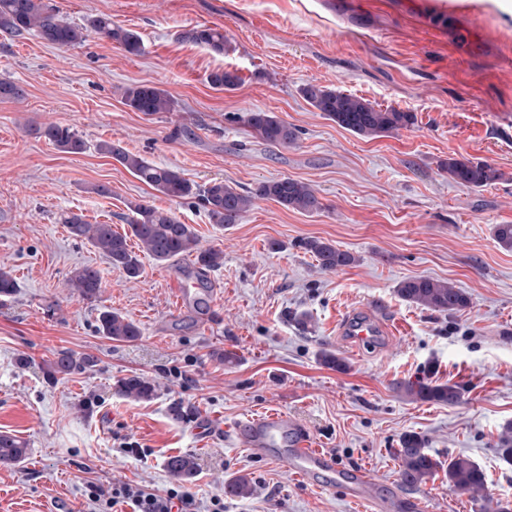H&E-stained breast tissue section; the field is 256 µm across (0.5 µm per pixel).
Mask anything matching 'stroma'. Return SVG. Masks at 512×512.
Here are the masks:
<instances>
[{
	"instance_id": "35a3bbf8",
	"label": "stroma",
	"mask_w": 512,
	"mask_h": 512,
	"mask_svg": "<svg viewBox=\"0 0 512 512\" xmlns=\"http://www.w3.org/2000/svg\"><path fill=\"white\" fill-rule=\"evenodd\" d=\"M66 21L111 15L137 31L140 54L90 36L58 48L34 35L0 37V80L20 99H0V267L17 279L0 297V432L25 440L21 463L0 465V512H87V483L168 487V457L192 455L187 485L200 505L224 498V512H363L337 492L305 485L274 461L231 441L248 417L285 410L313 443L345 468L365 469L383 488L400 486L394 455L402 435L424 437L437 458L461 456L486 473L482 501L454 490L444 471L411 494L428 512H481L512 501V466L496 456L512 422V251L493 237L512 224V14L495 0H46ZM197 26L223 28L221 56L182 40ZM237 72L218 90L211 71ZM152 84L175 100L172 112L144 115L122 101L124 88ZM313 83L381 108L412 113V126L364 138L312 108L300 89ZM272 112L295 126V146L253 138L245 119ZM70 125L84 140L64 153L30 128ZM106 140L179 170L198 185L219 179L253 188L291 177L310 184L323 208L314 214L256 200L229 227L210 224L196 200L152 190L115 159ZM494 163L504 181L460 186L449 157ZM146 200L191 225L201 247L224 251L206 288L216 295L214 323L182 315L175 285L192 277L193 257L172 265L142 257L143 274L122 270L62 222L79 213L124 233L129 202ZM318 237L352 253L354 265L321 271L298 248ZM283 251L269 249L271 241ZM101 272L100 299L70 294L72 273ZM453 283L471 298L452 315L396 294L407 278ZM373 303L389 329L380 344L355 350L342 318ZM138 325L132 342L97 329L101 307ZM310 316L301 328L294 313ZM329 348L348 369L322 365ZM59 350L96 358L94 367L50 380L45 361ZM157 392L133 401L114 390L130 375ZM431 379L458 386L460 403L411 399L400 382ZM219 433H196L199 420ZM149 448L122 451L127 440ZM252 481L245 498L225 481Z\"/></svg>"
}]
</instances>
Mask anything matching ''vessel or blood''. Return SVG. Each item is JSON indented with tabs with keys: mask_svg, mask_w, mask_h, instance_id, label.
<instances>
[{
	"mask_svg": "<svg viewBox=\"0 0 512 512\" xmlns=\"http://www.w3.org/2000/svg\"><path fill=\"white\" fill-rule=\"evenodd\" d=\"M381 330L378 313L371 305L363 307L361 318L347 327L349 340L357 348L373 345ZM231 440L253 455L278 461L308 482H322L346 500L369 505L372 512H425L423 501L404 499L394 491L382 492L365 471L339 467L331 454L312 445L302 424L288 412L247 419L235 427Z\"/></svg>",
	"mask_w": 512,
	"mask_h": 512,
	"instance_id": "b4317fda",
	"label": "vessel or blood"
}]
</instances>
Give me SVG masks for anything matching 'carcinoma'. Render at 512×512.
I'll list each match as a JSON object with an SVG mask.
<instances>
[{"mask_svg":"<svg viewBox=\"0 0 512 512\" xmlns=\"http://www.w3.org/2000/svg\"><path fill=\"white\" fill-rule=\"evenodd\" d=\"M26 34H33L60 48L80 45L89 35L95 34L116 42L130 54L137 55L142 50L139 34L113 23L108 16L94 15L83 24H74L58 18L44 0H0V35L13 39ZM182 37L218 55L228 47L224 31L207 26L192 28L182 33ZM239 81L238 74L224 69L208 75L210 85L220 90L234 88ZM300 92L323 116L358 136L377 137L408 128L414 123V116L409 112L382 109L362 97L338 89L309 83L300 88ZM123 98L127 106L146 115L171 112L175 106L174 99L166 91L146 84L125 88ZM246 123L255 138L272 146L291 147L299 138L297 128L272 112H251ZM35 131L62 152L77 154L85 148L84 141L68 125L48 123L35 128ZM98 151L114 158L139 181L170 199L199 198L209 222L219 227L238 223L259 199L273 200L288 210L300 213H313L323 208L316 192L308 184L288 177L261 182L245 192L222 180H213L200 189L178 171L131 153L118 143L103 141L98 145ZM444 168L455 183L470 189L490 186L504 178V173L488 161L451 157ZM130 209L133 216L128 224V234L112 230L110 224H90L79 214L66 216L63 223L67 224L73 237L88 241L109 259L112 266L123 270L130 280L135 281L142 274L139 257L129 245L132 237L143 253L161 265L191 254L195 255L197 265L210 271L224 264V250L200 248L194 228L182 223L175 214L143 201L130 204ZM298 247L312 254L320 268L327 272H335L355 262V257L349 252L317 237L301 239ZM68 284L74 288V294L83 299H98L103 292L102 276L92 266L75 270ZM396 293L408 303L440 313H456L471 304L470 297L462 289L423 276L399 282ZM98 332L115 341H134L140 336L139 327L133 321L106 306L99 313ZM319 361L336 371L347 369L345 360L329 349L319 352ZM91 363L88 357L63 350L45 365L44 371L47 378L55 380L61 375L81 371ZM402 387L415 400L453 406L461 399V392L455 385L434 384L422 379L409 381ZM115 390L128 399L147 401L153 397L155 385L144 377L131 375L118 379ZM496 451L504 462L512 465V425L505 427L500 434ZM395 454L400 461L401 482L408 487L422 484L442 467V462L430 453L425 440L415 433L401 436ZM27 455L28 448L22 440L0 433V463H20ZM166 467L173 476L188 479L196 471V462L189 455H174L167 459ZM445 473L448 484L457 490L473 497L484 491L485 473L467 458L448 459ZM251 490L252 485L244 476L224 482V494L229 496L247 497Z\"/></svg>","mask_w":512,"mask_h":512,"instance_id":"1","label":"carcinoma"}]
</instances>
